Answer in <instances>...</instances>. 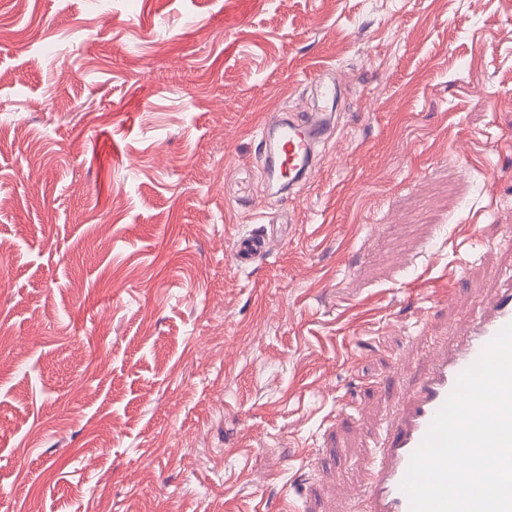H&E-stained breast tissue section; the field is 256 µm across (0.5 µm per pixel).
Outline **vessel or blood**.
<instances>
[{
  "mask_svg": "<svg viewBox=\"0 0 512 512\" xmlns=\"http://www.w3.org/2000/svg\"><path fill=\"white\" fill-rule=\"evenodd\" d=\"M327 119V113L314 112L301 120L262 123L257 135L269 176L276 179L293 172L298 179L311 178L316 168L314 145L323 136ZM265 247L264 238L245 236L235 243L234 256L242 264ZM510 323L512 282H507L497 288L454 344L431 357L414 390L403 400L394 419L385 428L382 442L370 461V479L357 498V512H410L401 483L413 452L452 392L459 374Z\"/></svg>",
  "mask_w": 512,
  "mask_h": 512,
  "instance_id": "obj_1",
  "label": "vessel or blood"
}]
</instances>
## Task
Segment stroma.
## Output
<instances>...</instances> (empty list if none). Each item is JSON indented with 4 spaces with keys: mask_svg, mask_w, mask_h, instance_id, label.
<instances>
[{
    "mask_svg": "<svg viewBox=\"0 0 512 512\" xmlns=\"http://www.w3.org/2000/svg\"><path fill=\"white\" fill-rule=\"evenodd\" d=\"M0 198V512H348L512 275V0H0ZM327 112H314L301 120L265 121L257 131L266 158L268 175L278 180L285 173L296 171L290 188L315 172L314 144L323 136ZM266 248V240L259 236H245L234 244V256L239 264L250 260Z\"/></svg>",
    "mask_w": 512,
    "mask_h": 512,
    "instance_id": "obj_1",
    "label": "stroma"
}]
</instances>
